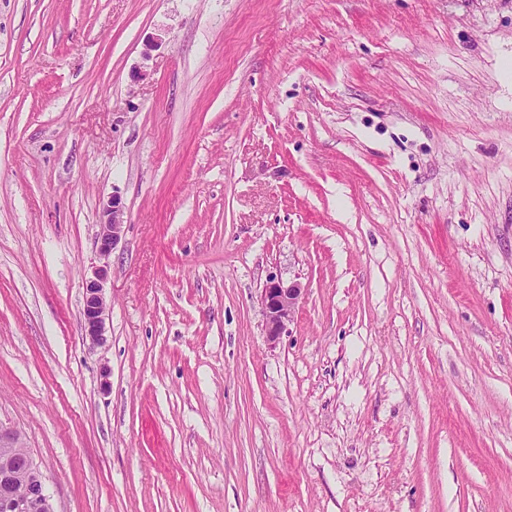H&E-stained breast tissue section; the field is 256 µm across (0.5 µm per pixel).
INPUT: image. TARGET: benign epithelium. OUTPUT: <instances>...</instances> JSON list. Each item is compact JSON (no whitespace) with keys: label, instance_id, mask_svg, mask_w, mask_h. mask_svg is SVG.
Wrapping results in <instances>:
<instances>
[{"label":"benign epithelium","instance_id":"benign-epithelium-1","mask_svg":"<svg viewBox=\"0 0 512 512\" xmlns=\"http://www.w3.org/2000/svg\"><path fill=\"white\" fill-rule=\"evenodd\" d=\"M125 224L124 206L114 195L102 205V223L97 234L99 264L92 267L91 276L85 282L81 310L84 335L94 344L103 341L109 260ZM302 293L303 288L297 282L286 285L274 275L266 278L260 300L266 316L268 341L276 342L285 331ZM0 512H53L44 478L29 450L24 448L21 432L1 423Z\"/></svg>","mask_w":512,"mask_h":512}]
</instances>
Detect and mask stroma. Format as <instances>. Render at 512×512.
Listing matches in <instances>:
<instances>
[{
	"mask_svg": "<svg viewBox=\"0 0 512 512\" xmlns=\"http://www.w3.org/2000/svg\"><path fill=\"white\" fill-rule=\"evenodd\" d=\"M508 57L512 0H0V424L55 512H512ZM125 209L118 196H112L102 205V223L97 234L99 264L92 266L91 276L85 282V293L81 310L84 335L93 344L103 341L109 260L117 247L126 224ZM304 288L297 282L285 285L276 275H269L260 292L266 316L265 331L268 341L276 342L291 321L295 308L302 299Z\"/></svg>",
	"mask_w": 512,
	"mask_h": 512,
	"instance_id": "1",
	"label": "stroma"
}]
</instances>
